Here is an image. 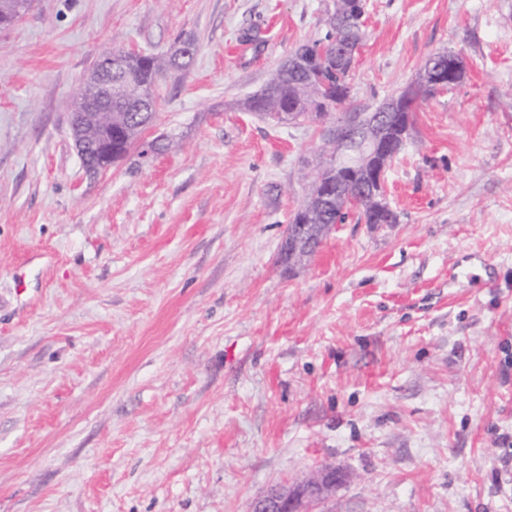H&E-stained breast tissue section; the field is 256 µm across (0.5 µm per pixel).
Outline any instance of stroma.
<instances>
[{"label": "stroma", "mask_w": 512, "mask_h": 512, "mask_svg": "<svg viewBox=\"0 0 512 512\" xmlns=\"http://www.w3.org/2000/svg\"><path fill=\"white\" fill-rule=\"evenodd\" d=\"M336 0H33L0 29V512H512V0H366L373 107L440 52L386 172L392 224L281 252L326 121L247 110ZM188 66L137 154L88 176L69 110L102 52ZM344 479L342 471L322 467L303 481L270 486L252 502L250 512H314Z\"/></svg>", "instance_id": "obj_1"}]
</instances>
